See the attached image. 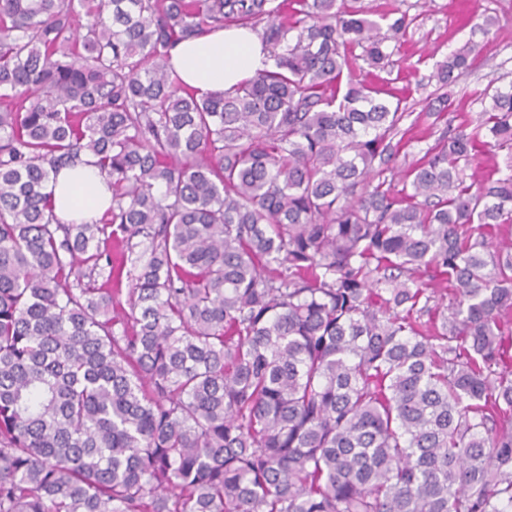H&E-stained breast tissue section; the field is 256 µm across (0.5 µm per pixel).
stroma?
I'll return each instance as SVG.
<instances>
[{
  "mask_svg": "<svg viewBox=\"0 0 512 512\" xmlns=\"http://www.w3.org/2000/svg\"><path fill=\"white\" fill-rule=\"evenodd\" d=\"M414 18L407 44L390 58L389 65L374 70L376 83L395 88L407 99L415 137L404 148L408 160L420 158L444 130L435 122L438 106L436 64L471 36L483 16L503 19L497 36L482 39L475 67L460 75L448 92L451 112L458 119H477L482 110L476 96L501 74L512 72V0H400Z\"/></svg>",
  "mask_w": 512,
  "mask_h": 512,
  "instance_id": "stroma-1",
  "label": "stroma"
}]
</instances>
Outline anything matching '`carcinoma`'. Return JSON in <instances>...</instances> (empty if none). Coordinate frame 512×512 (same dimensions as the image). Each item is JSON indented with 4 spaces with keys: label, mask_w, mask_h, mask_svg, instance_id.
<instances>
[{
    "label": "carcinoma",
    "mask_w": 512,
    "mask_h": 512,
    "mask_svg": "<svg viewBox=\"0 0 512 512\" xmlns=\"http://www.w3.org/2000/svg\"><path fill=\"white\" fill-rule=\"evenodd\" d=\"M239 21L255 78L172 75ZM413 22L0 0V512H512V80L391 191L410 113L355 70ZM479 150L506 160L475 187ZM87 152L112 209L62 224L47 183Z\"/></svg>",
    "instance_id": "carcinoma-1"
}]
</instances>
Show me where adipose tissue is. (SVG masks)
<instances>
[{
    "instance_id": "1",
    "label": "adipose tissue",
    "mask_w": 512,
    "mask_h": 512,
    "mask_svg": "<svg viewBox=\"0 0 512 512\" xmlns=\"http://www.w3.org/2000/svg\"><path fill=\"white\" fill-rule=\"evenodd\" d=\"M259 40L243 28H229L184 40L171 50L180 79L197 93L224 90L254 77L266 66ZM55 213L65 222H95L112 205V190L84 157L75 168L61 170L54 188Z\"/></svg>"
}]
</instances>
